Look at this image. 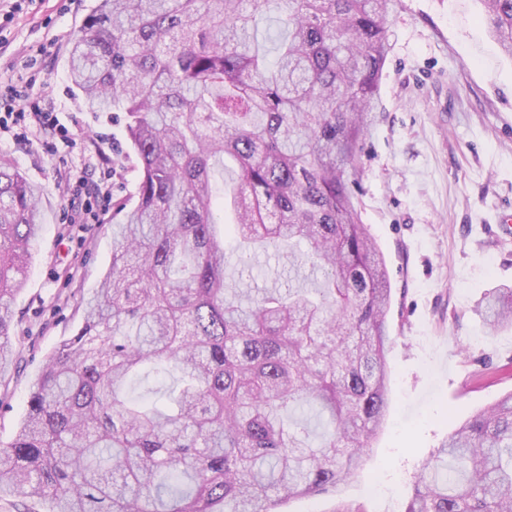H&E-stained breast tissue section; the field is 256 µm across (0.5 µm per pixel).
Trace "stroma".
Wrapping results in <instances>:
<instances>
[{"instance_id":"1","label":"stroma","mask_w":512,"mask_h":512,"mask_svg":"<svg viewBox=\"0 0 512 512\" xmlns=\"http://www.w3.org/2000/svg\"><path fill=\"white\" fill-rule=\"evenodd\" d=\"M95 0H24L0 24V93L37 47L33 92L67 122L76 144L50 153L0 132V157L41 185L43 228L14 301L11 375L0 385V443L25 417L45 359L80 322V303L112 261L111 216L83 224L79 183L111 170L128 197L135 160L123 124L71 93L68 53ZM481 0H402L373 124L350 188L380 247L392 299L389 402L366 461L339 491L284 500L277 512H404L415 477L449 433L512 394V327L491 329L477 307L512 286V57L482 18Z\"/></svg>"}]
</instances>
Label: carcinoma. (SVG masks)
Returning <instances> with one entry per match:
<instances>
[{
  "instance_id": "cac0c4a2",
  "label": "carcinoma",
  "mask_w": 512,
  "mask_h": 512,
  "mask_svg": "<svg viewBox=\"0 0 512 512\" xmlns=\"http://www.w3.org/2000/svg\"><path fill=\"white\" fill-rule=\"evenodd\" d=\"M399 2L98 0L70 77L89 111L123 113L135 191L113 204L112 263L80 326L0 448L14 512H275L362 466L388 405L392 288L348 174ZM481 2L512 56V0ZM274 11L279 29L260 28ZM228 159L238 179L218 192ZM41 193L0 163V380ZM227 208L242 255L307 264L315 287H229ZM486 323L512 326V288ZM151 375L173 381L130 394ZM304 407L326 417L316 445L292 420ZM405 512H512V394L448 436Z\"/></svg>"
}]
</instances>
